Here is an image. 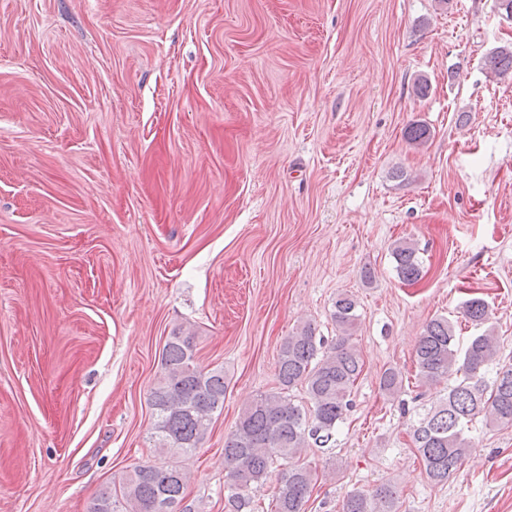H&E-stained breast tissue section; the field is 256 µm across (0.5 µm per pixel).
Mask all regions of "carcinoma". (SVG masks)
Instances as JSON below:
<instances>
[{
  "mask_svg": "<svg viewBox=\"0 0 512 512\" xmlns=\"http://www.w3.org/2000/svg\"><path fill=\"white\" fill-rule=\"evenodd\" d=\"M487 73L512 71V49L503 47L486 58ZM392 257L398 277L412 284L423 276L416 245L394 243ZM491 310L485 300L465 302L463 316L475 326L484 324ZM359 314L357 300L340 293L331 318L336 339L329 342L306 323L282 342L277 355L275 392L254 398L242 410L234 430L224 438L225 512H260L257 494L272 481L270 512H305L318 473L304 461L306 449L326 447L351 408L352 388L364 361L352 342ZM197 333L176 328L162 353V371L149 394L154 423L151 440L159 458L136 465L121 478L119 495L106 488L94 496L88 512H201L185 503L189 476L179 457L195 451L210 433L216 412L224 407L227 383L224 368L205 370L196 360ZM498 337L485 331L460 347L446 317L431 319L416 348L418 380L423 385L448 382L439 405L423 413L412 443L426 477L435 485L448 482L470 455L464 430L477 417L486 424L512 427V368L497 363ZM305 389L309 406L297 404L291 392ZM388 397L401 393L403 378L393 368L379 378ZM342 512H397V493L389 483L373 491L347 495Z\"/></svg>",
  "mask_w": 512,
  "mask_h": 512,
  "instance_id": "cac0c4a2",
  "label": "carcinoma"
}]
</instances>
